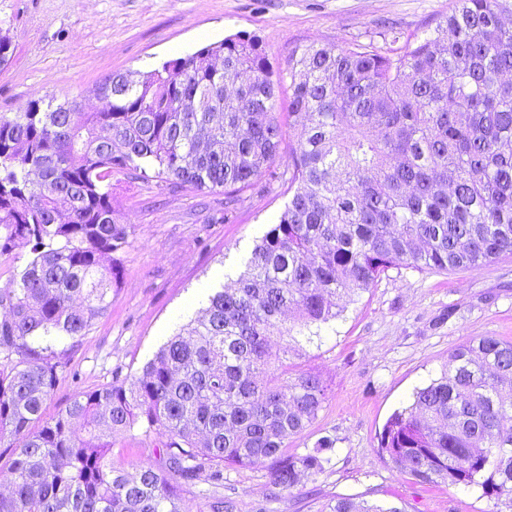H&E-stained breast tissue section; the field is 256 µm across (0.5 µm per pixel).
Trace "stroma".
I'll use <instances>...</instances> for the list:
<instances>
[{
    "label": "stroma",
    "mask_w": 512,
    "mask_h": 512,
    "mask_svg": "<svg viewBox=\"0 0 512 512\" xmlns=\"http://www.w3.org/2000/svg\"><path fill=\"white\" fill-rule=\"evenodd\" d=\"M451 0H0L11 40L0 66V114L68 92L95 112L99 84L115 72L143 74L162 61L236 34L259 39L273 67L313 40H368L382 23L424 32ZM112 194L131 244L118 255L111 305L78 346L54 345L68 367L45 404L65 411L80 392L137 376L159 348L205 307L214 289L245 270L255 245L288 201L280 183L257 186L224 212L223 194L172 191L157 180L120 177ZM512 340V257L441 273L389 271L351 303L321 347L297 364L321 374L329 395L317 419L288 442L299 454L324 436L335 452L324 473L270 496L268 464L226 472L218 494L238 512H321L339 497L393 503L405 512H492L467 488L432 487L378 448L395 410L448 365L461 343Z\"/></svg>",
    "instance_id": "obj_1"
}]
</instances>
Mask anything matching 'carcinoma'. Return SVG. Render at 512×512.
I'll return each instance as SVG.
<instances>
[{"label":"carcinoma","mask_w":512,"mask_h":512,"mask_svg":"<svg viewBox=\"0 0 512 512\" xmlns=\"http://www.w3.org/2000/svg\"><path fill=\"white\" fill-rule=\"evenodd\" d=\"M511 9L452 0L421 36L391 28L386 50L311 41L278 71L259 40L235 35L137 79L108 75L104 111L53 96L0 115V257L30 255L0 288V448L11 455L0 512H235L230 498L184 491L259 461L280 492L323 473L333 440L305 454L287 440L316 420L328 385L287 357L321 345L391 270L512 255ZM228 77L239 80L231 93ZM114 173L222 190L227 212L265 176L290 198L247 270L139 375L81 392L47 420L67 366L50 341L78 343L107 311L113 254L130 244ZM412 398L380 437L391 462L512 512V341L459 345ZM133 432L158 440L160 466L112 462L116 436ZM322 512L405 510L338 498Z\"/></svg>","instance_id":"obj_1"}]
</instances>
